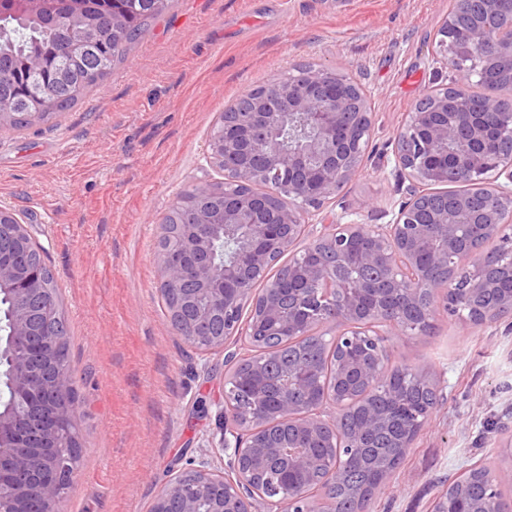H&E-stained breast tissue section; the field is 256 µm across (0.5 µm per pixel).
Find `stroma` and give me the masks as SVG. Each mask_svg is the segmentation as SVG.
Returning <instances> with one entry per match:
<instances>
[{
	"label": "stroma",
	"mask_w": 512,
	"mask_h": 512,
	"mask_svg": "<svg viewBox=\"0 0 512 512\" xmlns=\"http://www.w3.org/2000/svg\"><path fill=\"white\" fill-rule=\"evenodd\" d=\"M452 0H173L123 63L69 111L0 139V207L42 248L68 324L77 471L61 512H149L202 447L218 449L223 354L172 330L156 243L182 192L221 180L212 129L249 89L313 64L372 100L362 172L330 206L385 224L402 198L392 146L419 98L452 84L435 63ZM394 365L433 371L442 398L366 512H432L449 479L512 467V328L438 313L390 336Z\"/></svg>",
	"instance_id": "35a3bbf8"
}]
</instances>
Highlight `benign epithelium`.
Masks as SVG:
<instances>
[{
	"instance_id": "benign-epithelium-1",
	"label": "benign epithelium",
	"mask_w": 512,
	"mask_h": 512,
	"mask_svg": "<svg viewBox=\"0 0 512 512\" xmlns=\"http://www.w3.org/2000/svg\"><path fill=\"white\" fill-rule=\"evenodd\" d=\"M438 34L440 60L449 69H458L464 58L478 59L512 82V8L504 9V0H456ZM423 99L429 104L409 113L394 140V168L397 177L409 180L408 200L386 224L338 219L326 225L285 280L271 270L295 253L306 219L320 214L362 171L373 116L368 98L349 77L309 67L299 71L296 81L286 77L254 92L249 108L224 113L207 154L211 165L224 167V191L206 185L198 189L200 197L222 195L224 202L193 208L190 222L177 225L174 243L157 250L160 292L173 284L188 285L182 303L169 314L173 331L203 356L224 351L233 337L251 343L261 327L266 335L305 336L298 303L310 292L328 301L330 318L343 326L331 347L336 374L324 399L348 407L353 387L377 386L383 345L375 326H385L389 336L408 334L404 308L417 302L422 289L432 288L441 304H432L423 315L419 336L433 333L438 306L455 316L460 303L474 305L496 293L498 283L489 268L460 249V239L467 227L476 240L498 241L512 259V155L489 150L504 125H512V112L504 111L499 96L476 97L460 82ZM285 122L302 129L295 147H284L276 137ZM460 166L472 188L489 190L493 205L474 211L462 194L424 211L430 186L448 183ZM257 184L284 193L294 204L269 208L253 191ZM242 230L246 244L231 260L217 259L216 242ZM30 245L17 215L0 207V296L29 301L11 309L7 342L0 341V354L9 357L0 382L11 394L10 402L0 406V512H59L76 462L77 443L68 436L76 420L72 378L46 350L49 340H61L65 320L60 315L51 326L36 310L47 292V274L26 260ZM336 263L370 271L374 279L336 277ZM246 303L256 312L251 323L240 318ZM499 321L512 323L511 292L476 323ZM292 374L295 385L283 386L271 423L262 412L266 395L261 390L253 394L254 412L246 429L236 420V397L224 394L219 445L228 455L226 466H215L203 454L189 461L165 482L150 512H336L335 499L325 488L299 484L285 495L265 488L278 461L291 473L306 474L311 451L299 438L321 437L336 426L335 418L323 416L322 406L299 407L291 401L292 390L312 392L305 368ZM385 426V414L366 409L357 431L337 438L323 480H336L338 462L359 457L369 436ZM482 480L487 492L480 499L469 496L468 482L462 480L449 483L446 494L462 503L461 512H512V500L501 496L502 486L512 484V468L487 469Z\"/></svg>"
}]
</instances>
